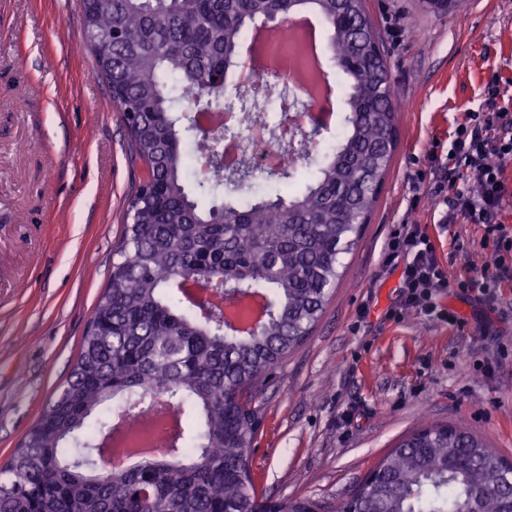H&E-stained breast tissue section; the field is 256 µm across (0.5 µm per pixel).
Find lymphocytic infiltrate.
Masks as SVG:
<instances>
[{
  "label": "lymphocytic infiltrate",
  "instance_id": "lymphocytic-infiltrate-1",
  "mask_svg": "<svg viewBox=\"0 0 512 512\" xmlns=\"http://www.w3.org/2000/svg\"><path fill=\"white\" fill-rule=\"evenodd\" d=\"M499 96L498 81H490L481 111L467 113L457 124L449 148L448 181L434 188L446 197L449 224L484 225L493 247L480 266L449 278L434 244L417 224L395 230L382 256L383 267L400 274L402 309L457 327L464 321L439 304L440 293L454 287L491 309L502 282L512 279V227L503 222L504 202L512 195L504 178L512 163V110L498 105ZM459 169L469 177V185L460 186L455 175Z\"/></svg>",
  "mask_w": 512,
  "mask_h": 512
}]
</instances>
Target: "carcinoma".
<instances>
[{
  "instance_id": "obj_1",
  "label": "carcinoma",
  "mask_w": 512,
  "mask_h": 512,
  "mask_svg": "<svg viewBox=\"0 0 512 512\" xmlns=\"http://www.w3.org/2000/svg\"><path fill=\"white\" fill-rule=\"evenodd\" d=\"M302 6L329 26L345 124L315 170L289 163L273 176L301 190L223 199L224 132L202 131L193 112L239 98L216 80L236 67L246 28ZM84 26L148 176L69 378L0 465V512H268L249 471L255 396L320 319L399 140L380 33L365 0H93ZM189 143L204 146L206 173ZM188 275L229 302L263 295L261 334L194 300ZM146 408L181 416L176 431L157 428L167 454L98 474L114 425ZM503 463L463 424L422 425L349 512H512Z\"/></svg>"
}]
</instances>
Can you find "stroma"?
Wrapping results in <instances>:
<instances>
[{
  "instance_id": "obj_1",
  "label": "stroma",
  "mask_w": 512,
  "mask_h": 512,
  "mask_svg": "<svg viewBox=\"0 0 512 512\" xmlns=\"http://www.w3.org/2000/svg\"><path fill=\"white\" fill-rule=\"evenodd\" d=\"M405 106L378 203L311 336L267 378L251 458L273 502L338 506L422 423H462L512 461V281L501 309L444 291L465 329L400 303L380 266L401 224H422L449 276L480 265L484 228L445 224L433 193L448 135L490 79L512 107V0H367ZM147 169L84 33L80 0H0V465L70 375L109 278L124 216ZM422 178L414 187V178ZM488 361L491 372L476 368Z\"/></svg>"
}]
</instances>
